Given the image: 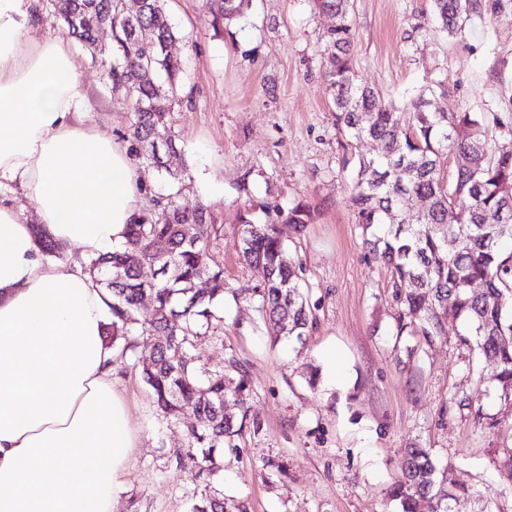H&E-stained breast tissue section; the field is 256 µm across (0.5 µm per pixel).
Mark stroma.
<instances>
[{
	"instance_id": "35a3bbf8",
	"label": "stroma",
	"mask_w": 512,
	"mask_h": 512,
	"mask_svg": "<svg viewBox=\"0 0 512 512\" xmlns=\"http://www.w3.org/2000/svg\"><path fill=\"white\" fill-rule=\"evenodd\" d=\"M168 7L186 37L172 47L182 70L169 116L182 164L173 178L143 163L137 170L148 209L173 192L186 207H211L209 253L232 292L223 322L193 353L210 369L236 361L248 381L243 404L257 423L226 451L214 487L247 512H397L389 490L404 448L418 446L471 488L454 512H512V483L500 467L512 448V404L484 383L486 363L464 343L461 320L449 317L431 338L398 335L391 270L366 255L343 191L351 171L324 76L331 18L313 0H252L242 18L215 28L203 0ZM353 18L359 81L396 102L444 81L437 108L482 114L489 141L512 142V0L471 14L453 36L440 31L432 0H353ZM73 53L89 122L126 144L129 110L90 54ZM249 196L284 207L304 199L315 209L303 232L278 227L303 263L312 325L302 340L272 341L250 299L257 278L233 246ZM331 352L343 379L330 387ZM141 370L130 359L113 363L141 431L115 512H189L196 483L175 464L186 427L157 413Z\"/></svg>"
}]
</instances>
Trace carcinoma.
Wrapping results in <instances>:
<instances>
[{
  "instance_id": "1",
  "label": "carcinoma",
  "mask_w": 512,
  "mask_h": 512,
  "mask_svg": "<svg viewBox=\"0 0 512 512\" xmlns=\"http://www.w3.org/2000/svg\"><path fill=\"white\" fill-rule=\"evenodd\" d=\"M133 16L128 0H57L71 38L90 51L106 80L123 92L131 112L128 140L135 156L160 173L175 176L160 150L178 153L167 116L174 107V80L181 61L168 47L182 37L172 23L168 0H142ZM335 19L325 32V77L339 142L353 163L348 191L355 205L369 256L392 271L393 287L405 307L397 335L437 336L452 310L468 327L477 350L491 363L488 382L512 401V145H490L484 118L474 112H438L432 97L443 82L404 103L386 101L358 82L351 55L355 26L351 0H314ZM251 0H205L212 24L242 17ZM441 29L454 34L482 0H433ZM112 33V46L98 44V28ZM150 41L155 51L142 53ZM365 139L377 153H358ZM464 159L448 182L442 173L448 155ZM411 196L427 208L407 218L402 202ZM311 207L303 201L287 209L268 200L244 205L234 246L255 272L254 296L266 333L274 340L302 339L309 331L310 307L301 288L303 266L278 234L277 225L305 226ZM213 218L203 203L189 210L168 195L158 213L129 226L126 240L112 250L80 260L83 272L112 298V323L106 338L120 356L137 354L138 339H154L151 362L142 380L153 403L167 417L188 418L187 448L176 453L179 468L211 479L224 472V450L239 447L244 432L257 423L242 409L238 395L247 389L242 370L232 377L224 368L194 363L191 349L220 319L229 291L224 267L210 263ZM158 277L146 282L143 266ZM205 282L207 288L198 284ZM151 318L139 315L145 297ZM467 489L439 472L425 448L404 449V462L390 496L400 512H453L452 502ZM192 512H228L224 494L206 484L193 499Z\"/></svg>"
}]
</instances>
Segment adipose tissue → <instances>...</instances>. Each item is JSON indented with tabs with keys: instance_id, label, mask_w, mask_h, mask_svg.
I'll use <instances>...</instances> for the list:
<instances>
[{
	"instance_id": "ef3b65f1",
	"label": "adipose tissue",
	"mask_w": 512,
	"mask_h": 512,
	"mask_svg": "<svg viewBox=\"0 0 512 512\" xmlns=\"http://www.w3.org/2000/svg\"><path fill=\"white\" fill-rule=\"evenodd\" d=\"M38 2L0 0V512H113L140 432L112 378L111 298L38 238L112 249L145 190L126 149L86 123L69 42L21 50Z\"/></svg>"
}]
</instances>
